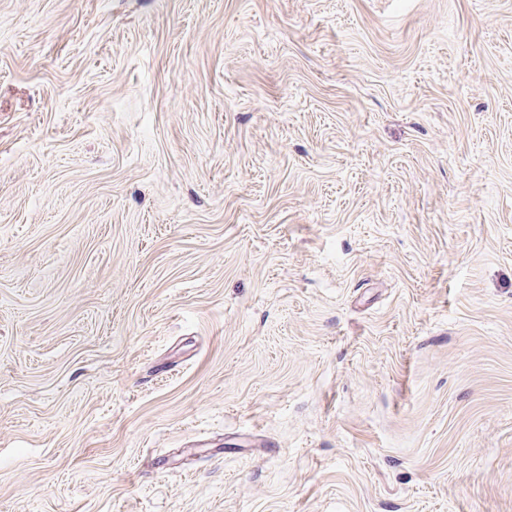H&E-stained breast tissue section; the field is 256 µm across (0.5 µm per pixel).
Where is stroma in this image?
Masks as SVG:
<instances>
[{
	"label": "stroma",
	"mask_w": 512,
	"mask_h": 512,
	"mask_svg": "<svg viewBox=\"0 0 512 512\" xmlns=\"http://www.w3.org/2000/svg\"><path fill=\"white\" fill-rule=\"evenodd\" d=\"M0 512H512V0H0Z\"/></svg>",
	"instance_id": "1"
}]
</instances>
